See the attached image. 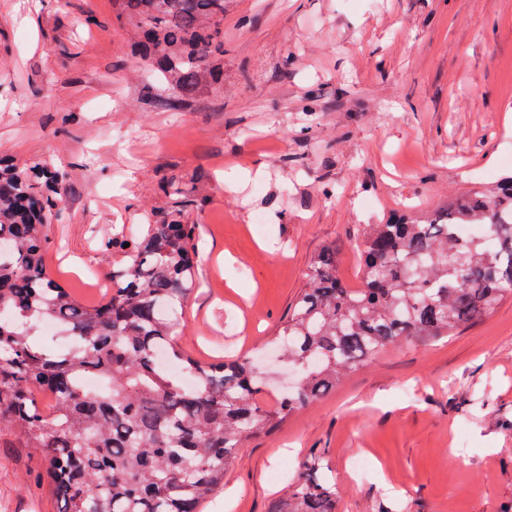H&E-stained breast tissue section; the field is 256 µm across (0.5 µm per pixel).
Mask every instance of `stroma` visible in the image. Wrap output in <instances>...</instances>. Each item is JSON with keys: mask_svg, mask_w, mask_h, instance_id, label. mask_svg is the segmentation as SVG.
<instances>
[{"mask_svg": "<svg viewBox=\"0 0 512 512\" xmlns=\"http://www.w3.org/2000/svg\"><path fill=\"white\" fill-rule=\"evenodd\" d=\"M130 30L116 0H0V156L67 173L47 261L88 303L122 260L105 247L113 230L160 223L164 179L195 186L198 286L181 344L201 360L275 335L323 247L359 287L366 225L404 206L428 216L512 172V0H236L223 89L176 108L145 98ZM309 95L323 105L312 117ZM464 372L483 393L462 389ZM313 447L336 512H502L512 297L454 335L386 348L245 441L202 512H266ZM356 453L376 469L355 482ZM0 512H56L40 449L0 447Z\"/></svg>", "mask_w": 512, "mask_h": 512, "instance_id": "35a3bbf8", "label": "stroma"}]
</instances>
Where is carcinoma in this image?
<instances>
[{
	"mask_svg": "<svg viewBox=\"0 0 512 512\" xmlns=\"http://www.w3.org/2000/svg\"><path fill=\"white\" fill-rule=\"evenodd\" d=\"M134 27L146 88L173 106L224 82L228 0H116ZM66 173L32 159H0V428L13 448H40L59 512H201L224 485L240 442L336 389L355 367L409 336H450L512 296V173L425 220L402 210L367 225L362 282L348 287L325 247L265 350L299 373L296 386L263 404L271 380L252 355L204 365L177 343V311L197 286L198 226L185 222L191 191L174 180L167 219L141 234L112 233L125 254L109 296L79 302L49 274L47 226L63 219ZM484 225L495 240L462 238ZM129 247H124V244ZM55 319L67 347L36 341ZM100 375L105 389L82 385ZM50 401L51 413L44 412ZM309 449L305 472L269 512H336V482Z\"/></svg>",
	"mask_w": 512,
	"mask_h": 512,
	"instance_id": "1",
	"label": "carcinoma"
}]
</instances>
